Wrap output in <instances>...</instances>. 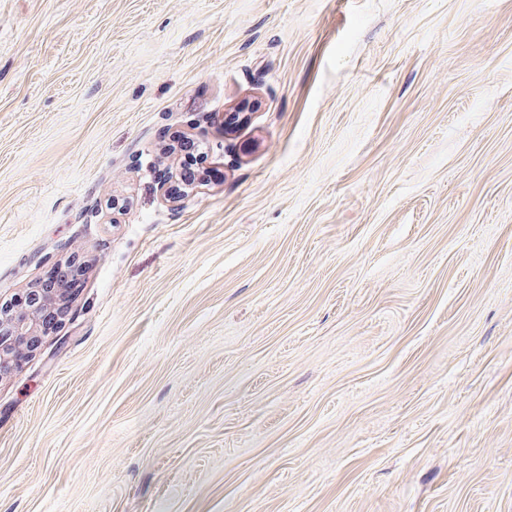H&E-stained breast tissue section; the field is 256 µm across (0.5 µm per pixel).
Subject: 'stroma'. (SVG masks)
Segmentation results:
<instances>
[{
    "instance_id": "35a3bbf8",
    "label": "stroma",
    "mask_w": 512,
    "mask_h": 512,
    "mask_svg": "<svg viewBox=\"0 0 512 512\" xmlns=\"http://www.w3.org/2000/svg\"><path fill=\"white\" fill-rule=\"evenodd\" d=\"M74 261L0 512H512V0H0V306Z\"/></svg>"
}]
</instances>
